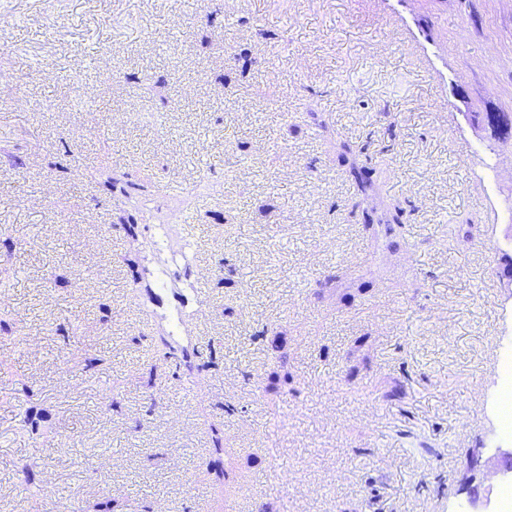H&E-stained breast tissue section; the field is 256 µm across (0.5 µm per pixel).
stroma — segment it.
I'll use <instances>...</instances> for the list:
<instances>
[{
  "label": "stroma",
  "mask_w": 512,
  "mask_h": 512,
  "mask_svg": "<svg viewBox=\"0 0 512 512\" xmlns=\"http://www.w3.org/2000/svg\"><path fill=\"white\" fill-rule=\"evenodd\" d=\"M219 4L0 0V512H500L512 0Z\"/></svg>",
  "instance_id": "stroma-1"
}]
</instances>
